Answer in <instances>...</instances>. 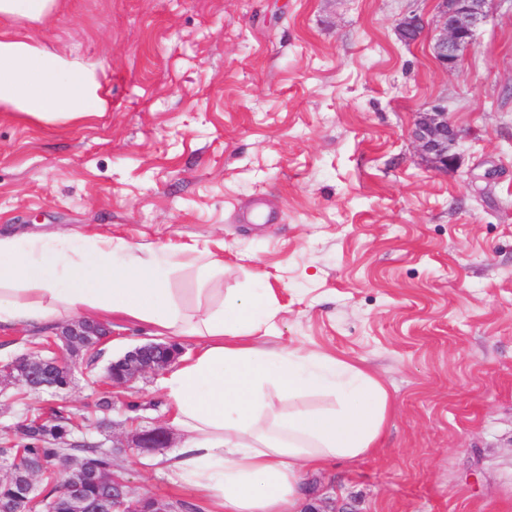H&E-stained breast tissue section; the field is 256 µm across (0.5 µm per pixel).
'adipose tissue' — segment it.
Returning a JSON list of instances; mask_svg holds the SVG:
<instances>
[{
  "mask_svg": "<svg viewBox=\"0 0 512 512\" xmlns=\"http://www.w3.org/2000/svg\"><path fill=\"white\" fill-rule=\"evenodd\" d=\"M61 7L62 0H0V18L41 24ZM106 77L101 63L50 50L32 35L0 34V109L43 125L71 124L106 111ZM185 266L205 278L224 261L116 247L101 236L0 235V327L120 314L168 339L195 340L198 353L163 380L172 422L187 435L173 468L215 512H302L304 474L378 448L389 392L345 360L269 348L272 291L187 309L169 286L171 273ZM314 395L326 404L310 405Z\"/></svg>",
  "mask_w": 512,
  "mask_h": 512,
  "instance_id": "ef3b65f1",
  "label": "adipose tissue"
}]
</instances>
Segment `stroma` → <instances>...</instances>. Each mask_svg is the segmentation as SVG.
I'll use <instances>...</instances> for the list:
<instances>
[{"label":"stroma","instance_id":"1","mask_svg":"<svg viewBox=\"0 0 512 512\" xmlns=\"http://www.w3.org/2000/svg\"><path fill=\"white\" fill-rule=\"evenodd\" d=\"M408 14L425 30L405 44ZM438 20L435 0H66L36 35L107 61V111L64 126L0 111L1 233L220 255L208 282L173 273L185 302L268 284L269 344L381 379L380 448L305 478L338 512H512V0L449 72ZM436 104L461 133L445 174L413 137ZM153 335L114 318L97 369ZM160 382L76 376L74 436L116 446L138 495L203 505L168 467L183 435ZM43 403L5 384L0 432ZM153 428L170 447H132ZM396 34L400 41L410 43L418 40L424 32V25L419 16H403L396 25Z\"/></svg>","mask_w":512,"mask_h":512}]
</instances>
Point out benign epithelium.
I'll use <instances>...</instances> for the list:
<instances>
[{
	"label": "benign epithelium",
	"mask_w": 512,
	"mask_h": 512,
	"mask_svg": "<svg viewBox=\"0 0 512 512\" xmlns=\"http://www.w3.org/2000/svg\"><path fill=\"white\" fill-rule=\"evenodd\" d=\"M440 22L433 39V58L445 71L456 67L463 52L473 42L478 29L488 18V5L491 0H438ZM424 32L419 16L412 14L402 17L396 25L400 41L410 43L418 40ZM414 137L423 154L436 170L448 172L456 158L455 148L460 132L448 122L447 109L435 106L429 112L421 113L416 123ZM57 339L47 349L54 351L60 347L70 349L72 359L66 364L67 384L53 383V371L60 366L58 357L26 358L27 369L18 371L12 365L0 366V380L25 383L30 392L41 395L59 396L72 384L79 370V358L83 352L98 350L101 343L111 337V332L103 325L77 321L62 327L55 333ZM177 359V352L169 342H150L135 346L112 360V374L104 375L102 382L112 381V385H126L148 373H159L170 367ZM136 448H167L170 433L162 428L144 430L133 435ZM64 497L70 512H171L162 501H155L144 511L139 506L124 501L122 483L112 480V507L102 500L91 501L84 498L81 488L75 483L65 485Z\"/></svg>",
	"instance_id": "benign-epithelium-1"
}]
</instances>
